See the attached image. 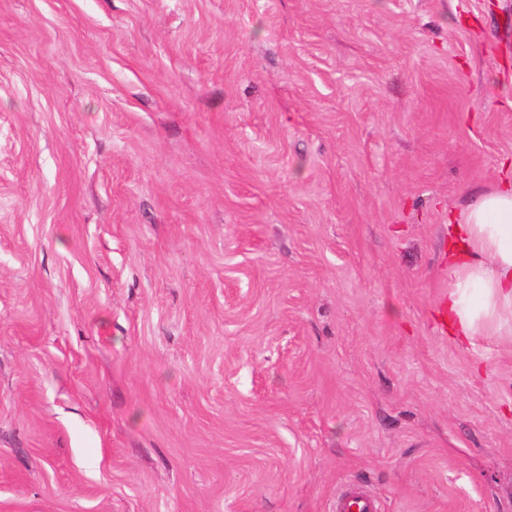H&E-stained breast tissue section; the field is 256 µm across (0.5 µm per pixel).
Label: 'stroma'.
<instances>
[{
    "label": "stroma",
    "mask_w": 512,
    "mask_h": 512,
    "mask_svg": "<svg viewBox=\"0 0 512 512\" xmlns=\"http://www.w3.org/2000/svg\"><path fill=\"white\" fill-rule=\"evenodd\" d=\"M511 179L512 0H0V512H512ZM448 257V294L434 301L437 329L470 340L512 334V183L480 194L461 213ZM332 512H381L380 500L373 492L354 485H344L331 502Z\"/></svg>",
    "instance_id": "1"
}]
</instances>
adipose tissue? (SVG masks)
I'll return each instance as SVG.
<instances>
[{
	"label": "adipose tissue",
	"instance_id": "adipose-tissue-1",
	"mask_svg": "<svg viewBox=\"0 0 512 512\" xmlns=\"http://www.w3.org/2000/svg\"><path fill=\"white\" fill-rule=\"evenodd\" d=\"M448 330L472 339L512 334V183L480 194L452 228Z\"/></svg>",
	"mask_w": 512,
	"mask_h": 512
}]
</instances>
